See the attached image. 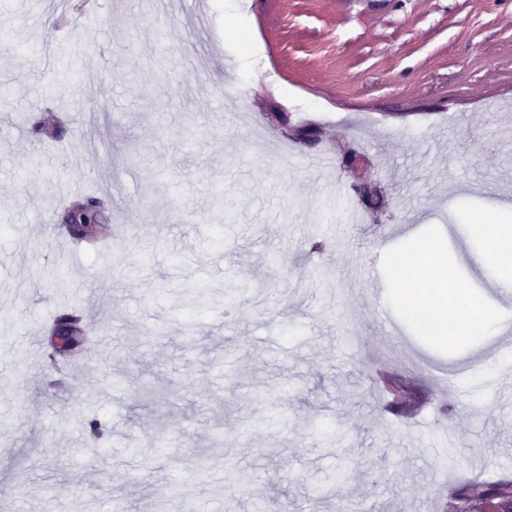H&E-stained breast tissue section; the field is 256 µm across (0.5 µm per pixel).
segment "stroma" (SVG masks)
<instances>
[{"label":"stroma","instance_id":"obj_1","mask_svg":"<svg viewBox=\"0 0 512 512\" xmlns=\"http://www.w3.org/2000/svg\"><path fill=\"white\" fill-rule=\"evenodd\" d=\"M151 11L59 25L0 0V512H451L428 487L512 481V401L421 365L489 339L425 335L393 273L435 239L512 310L467 229L512 225V0ZM117 27L130 53L91 68ZM34 121L60 137L34 147ZM76 194L146 207L75 253L55 214ZM375 280L406 343L379 328ZM74 304L100 346L52 364L47 324Z\"/></svg>","mask_w":512,"mask_h":512}]
</instances>
